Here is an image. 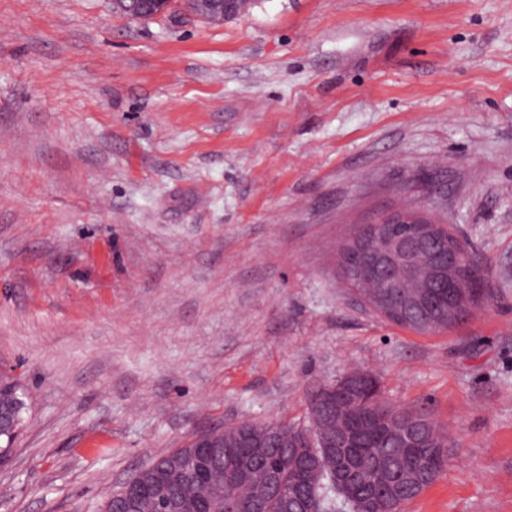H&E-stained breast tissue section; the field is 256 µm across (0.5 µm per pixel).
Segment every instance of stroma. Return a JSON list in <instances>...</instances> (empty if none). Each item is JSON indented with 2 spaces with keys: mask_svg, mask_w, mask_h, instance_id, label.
<instances>
[{
  "mask_svg": "<svg viewBox=\"0 0 512 512\" xmlns=\"http://www.w3.org/2000/svg\"><path fill=\"white\" fill-rule=\"evenodd\" d=\"M436 213L491 271L460 326L375 315L338 250ZM451 441L403 512H512V0H0V512H97L195 433L307 424L352 366ZM208 7L210 22L221 23L224 19L235 17L239 14L246 13L252 5L251 0H234V5L227 13H224V1L223 0H204ZM0 403L4 405L13 404L16 407L18 417L22 423L25 421V414H27L28 407L23 394L19 392V388L15 383H4L3 387L0 384ZM0 406V424L2 429L13 430L14 432L21 431L22 426L17 427L18 420L15 416V410L12 407ZM4 431L0 434V452L2 448H13L9 447V434ZM3 444V445H2Z\"/></svg>",
  "mask_w": 512,
  "mask_h": 512,
  "instance_id": "stroma-1",
  "label": "stroma"
}]
</instances>
